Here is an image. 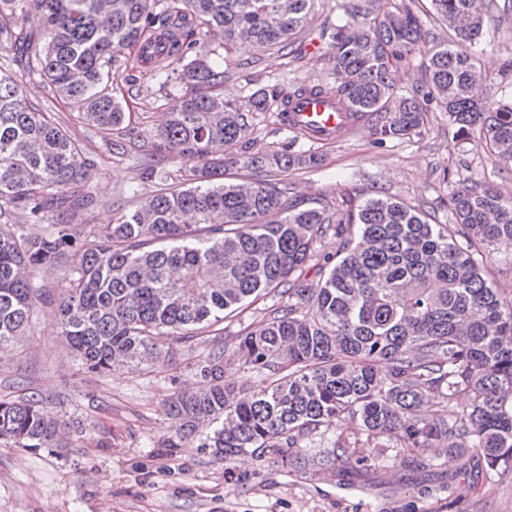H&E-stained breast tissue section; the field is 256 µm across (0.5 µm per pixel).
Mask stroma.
Masks as SVG:
<instances>
[{
    "mask_svg": "<svg viewBox=\"0 0 512 512\" xmlns=\"http://www.w3.org/2000/svg\"><path fill=\"white\" fill-rule=\"evenodd\" d=\"M504 0H482L485 14L480 44L487 91L512 100V11ZM341 0H318L314 19L296 37L302 52L288 63L267 50L248 46L226 58V99L244 102L257 89L291 81L325 83L333 78L326 28L349 23ZM0 69L17 74L25 98L56 113L71 135L86 146L93 164L83 191L91 197L86 218L111 223L118 209H133L152 194L135 159L103 153L93 128L78 119L77 107L55 96L40 76L19 70L0 53ZM138 91L118 83L132 127L151 133L179 102L177 84L160 87L158 78L138 76ZM258 144L280 150L294 141L296 150L318 156L312 167L272 170L273 181L288 187L292 198L340 202L344 194L375 193L404 202L433 224L449 220L448 194L455 180L475 179L504 190L512 187V163L499 160L478 138L457 137L447 113H429L420 135L375 146L364 126L332 141L293 140L291 131L258 123ZM281 300L262 296L243 305L219 326L224 345V379L238 386L259 384L256 372L242 368L234 354L237 338L256 325ZM175 364L132 362L105 377L85 372L60 334L53 307L38 306L33 333L0 355V398L37 393L65 419L80 420L83 437L56 453L0 446V512H512V475L470 472L469 453H425L426 470L408 466L407 448H372L358 425L341 433L355 443L357 456L371 466L309 478L271 460L244 454L229 461L213 459L196 441L164 447L165 401L179 388L195 386L193 365L208 344L180 346Z\"/></svg>",
    "mask_w": 512,
    "mask_h": 512,
    "instance_id": "1",
    "label": "stroma"
}]
</instances>
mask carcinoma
Wrapping results in <instances>:
<instances>
[{
    "mask_svg": "<svg viewBox=\"0 0 512 512\" xmlns=\"http://www.w3.org/2000/svg\"><path fill=\"white\" fill-rule=\"evenodd\" d=\"M316 2L0 0V48L78 107L110 155L139 149L141 138L112 79L169 69L185 87L152 134V150L137 155L159 189L112 224H87L83 144L23 98L18 77L0 72V354L30 333L37 305L50 304L90 374L144 359L171 364L179 343L203 338L250 297L272 292L285 303L234 350L260 385L224 384V346L211 348L194 366L198 386L163 405L165 447L210 421L212 435L199 447L214 459L249 452L312 476L352 461L351 442L330 434L333 423L350 421L377 448L470 450L482 473L512 472V297L486 271L493 254L512 262V198L464 180L448 197L452 222L431 224L388 198L305 208L275 182H223L226 167L317 161L289 145L253 151L254 119L274 111L282 123L291 100L303 97L335 102L376 144L419 135L434 106L457 136L476 132L512 162V103L483 95L475 81L485 76L475 50L481 0H429L448 27L440 42L406 0L346 4L361 20L336 26L329 63L353 82L261 88L244 107L224 100V67L211 56L244 41L298 56L294 35ZM32 8L44 16L41 39L20 24ZM125 50L136 61L122 58ZM415 54L427 85L406 95L402 73ZM170 159L183 166L170 171ZM176 178L183 188H167ZM330 233L334 259L317 249ZM61 264L70 272L55 293L42 274ZM311 267L319 279L308 278ZM430 393L441 395L440 409L426 405ZM459 395L468 403L457 409ZM67 428L83 433L35 393L0 399V444L60 448Z\"/></svg>",
    "mask_w": 512,
    "mask_h": 512,
    "instance_id": "obj_1",
    "label": "carcinoma"
}]
</instances>
